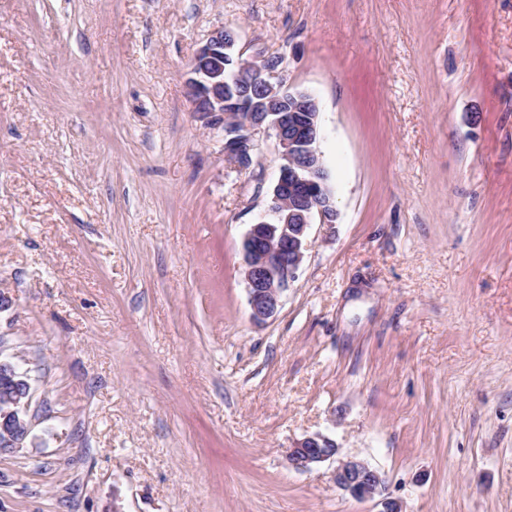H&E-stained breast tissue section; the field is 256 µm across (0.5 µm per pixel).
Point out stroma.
Wrapping results in <instances>:
<instances>
[{
	"label": "stroma",
	"instance_id": "1",
	"mask_svg": "<svg viewBox=\"0 0 512 512\" xmlns=\"http://www.w3.org/2000/svg\"><path fill=\"white\" fill-rule=\"evenodd\" d=\"M320 107L338 216L273 318L186 79L218 28ZM0 512H512V0H0ZM379 471L359 500L288 450ZM16 371L18 372L13 362L0 360V384H2V395L0 396L3 397V403L0 402L1 452H10L16 448H21L30 432L29 426L25 423L30 395L28 390L21 393L15 389L13 383L16 381H13V379L17 375ZM9 385L11 388H9ZM338 455L335 443L316 433L296 441L288 454L289 464L297 470H310Z\"/></svg>",
	"mask_w": 512,
	"mask_h": 512
}]
</instances>
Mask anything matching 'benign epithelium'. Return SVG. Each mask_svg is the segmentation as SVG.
<instances>
[{
	"label": "benign epithelium",
	"mask_w": 512,
	"mask_h": 512,
	"mask_svg": "<svg viewBox=\"0 0 512 512\" xmlns=\"http://www.w3.org/2000/svg\"><path fill=\"white\" fill-rule=\"evenodd\" d=\"M231 29L215 30L199 47L187 80L189 97L209 129L224 133V155L240 170L253 164L256 135L273 132L281 164L266 218L242 240L243 273L251 316L272 317L283 292L296 277L308 248L310 226L333 224L337 211L320 151V107L308 92L286 88L280 54L245 58ZM17 367L0 360V451L26 442L29 391L11 389ZM337 458L336 486L358 498H372L383 485L381 474L364 461L338 457L335 443L316 433L296 441L288 454L297 470H310Z\"/></svg>",
	"instance_id": "obj_1"
}]
</instances>
